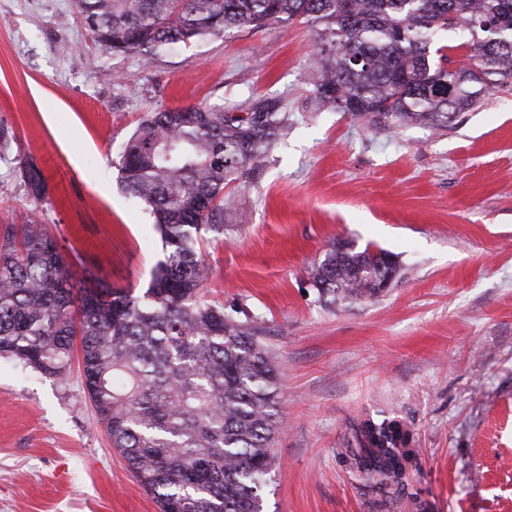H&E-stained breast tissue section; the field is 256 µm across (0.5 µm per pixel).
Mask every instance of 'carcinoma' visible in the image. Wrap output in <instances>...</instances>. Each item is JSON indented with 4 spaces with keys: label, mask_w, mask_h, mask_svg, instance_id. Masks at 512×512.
I'll return each instance as SVG.
<instances>
[{
    "label": "carcinoma",
    "mask_w": 512,
    "mask_h": 512,
    "mask_svg": "<svg viewBox=\"0 0 512 512\" xmlns=\"http://www.w3.org/2000/svg\"><path fill=\"white\" fill-rule=\"evenodd\" d=\"M348 2L349 16L342 4ZM92 39L147 67L181 46L235 29L303 21L315 29L321 68L314 95L374 124L451 127L491 87L512 82V0H76ZM464 27L469 63L448 72L440 31ZM478 67L476 74L472 67ZM288 131L283 99L232 108L200 103L148 113L118 163L122 188L150 208L165 256L143 295L116 292L91 271L75 288L38 210L16 243L0 235V356L58 379L80 345V377L113 449L160 512H265L279 428V377L258 322L204 299L203 234L224 235V187L247 179ZM33 197L46 185L20 160ZM395 255L349 241L309 271L325 306L378 296ZM348 460L359 478L402 488L417 457L399 420H367Z\"/></svg>",
    "instance_id": "1"
}]
</instances>
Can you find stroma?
I'll return each instance as SVG.
<instances>
[{"label":"stroma","mask_w":512,"mask_h":512,"mask_svg":"<svg viewBox=\"0 0 512 512\" xmlns=\"http://www.w3.org/2000/svg\"><path fill=\"white\" fill-rule=\"evenodd\" d=\"M295 21L181 47L157 67L94 43L75 0H0V230L38 210L74 279L143 294L163 257L116 163L147 113L287 100L288 134L226 186L203 243L207 301L256 316L281 428L267 512H512V83L453 128L380 126L312 101L321 57ZM48 187L28 194L18 161ZM393 253L383 294L321 306L306 280L337 241ZM398 418L418 457L383 491L348 468L365 420ZM0 512H159L98 423L78 372L0 357Z\"/></svg>","instance_id":"1"}]
</instances>
